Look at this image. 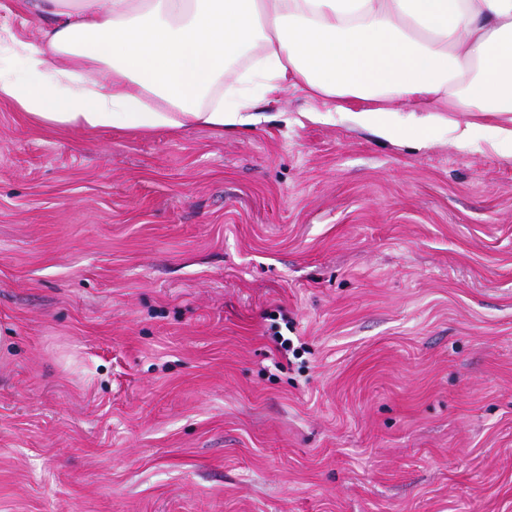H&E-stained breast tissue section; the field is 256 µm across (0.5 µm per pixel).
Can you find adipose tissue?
Instances as JSON below:
<instances>
[{"label": "adipose tissue", "instance_id": "adipose-tissue-1", "mask_svg": "<svg viewBox=\"0 0 512 512\" xmlns=\"http://www.w3.org/2000/svg\"><path fill=\"white\" fill-rule=\"evenodd\" d=\"M35 41L0 35V100L46 126L154 132L237 129L260 116L224 105V70L255 53L264 94L287 85L356 102V121L419 146H466L473 117H502L512 147V0H35ZM406 100L401 121L391 109ZM467 113L468 122L455 120Z\"/></svg>", "mask_w": 512, "mask_h": 512}]
</instances>
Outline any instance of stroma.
Returning a JSON list of instances; mask_svg holds the SVG:
<instances>
[{"instance_id": "1", "label": "stroma", "mask_w": 512, "mask_h": 512, "mask_svg": "<svg viewBox=\"0 0 512 512\" xmlns=\"http://www.w3.org/2000/svg\"><path fill=\"white\" fill-rule=\"evenodd\" d=\"M259 109L0 101V512H512V158Z\"/></svg>"}]
</instances>
